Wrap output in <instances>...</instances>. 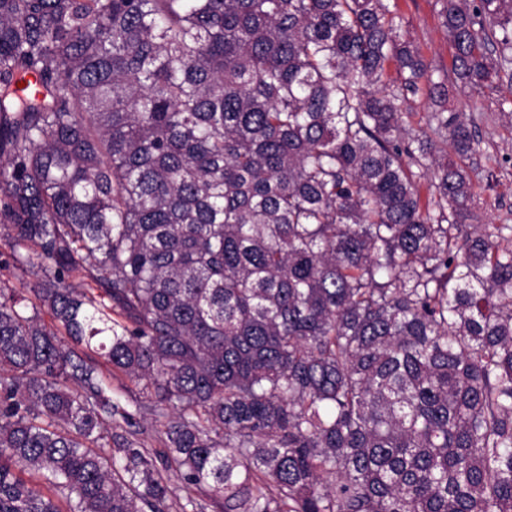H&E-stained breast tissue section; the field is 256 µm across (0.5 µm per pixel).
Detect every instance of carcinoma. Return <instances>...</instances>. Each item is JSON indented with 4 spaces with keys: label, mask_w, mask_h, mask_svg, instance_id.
Returning a JSON list of instances; mask_svg holds the SVG:
<instances>
[{
    "label": "carcinoma",
    "mask_w": 512,
    "mask_h": 512,
    "mask_svg": "<svg viewBox=\"0 0 512 512\" xmlns=\"http://www.w3.org/2000/svg\"><path fill=\"white\" fill-rule=\"evenodd\" d=\"M435 6L453 86L512 94V0ZM400 25L0 0V226L34 277L0 280V512H168L163 468L181 512H512V225L473 223V122L403 111L449 88ZM102 376L105 382L111 385L112 390L121 395L123 402L132 404L136 400H145L141 386L130 382L120 373L112 372L111 374L106 368H102Z\"/></svg>",
    "instance_id": "1"
}]
</instances>
